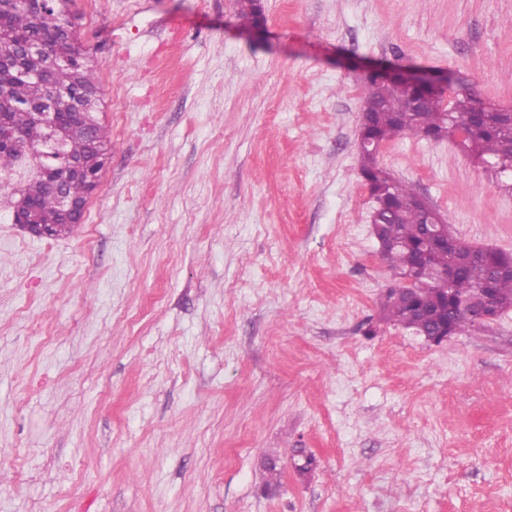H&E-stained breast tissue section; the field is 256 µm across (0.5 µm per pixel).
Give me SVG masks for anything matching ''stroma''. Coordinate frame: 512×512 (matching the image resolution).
I'll list each match as a JSON object with an SVG mask.
<instances>
[{
	"instance_id": "35a3bbf8",
	"label": "stroma",
	"mask_w": 512,
	"mask_h": 512,
	"mask_svg": "<svg viewBox=\"0 0 512 512\" xmlns=\"http://www.w3.org/2000/svg\"><path fill=\"white\" fill-rule=\"evenodd\" d=\"M75 3L109 154L70 236L0 208V512H512V310L440 345L381 321L358 148L365 65L512 107V0ZM379 161L512 253L456 143Z\"/></svg>"
}]
</instances>
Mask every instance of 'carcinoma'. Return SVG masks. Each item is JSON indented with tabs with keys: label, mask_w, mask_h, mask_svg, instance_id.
Instances as JSON below:
<instances>
[{
	"label": "carcinoma",
	"mask_w": 512,
	"mask_h": 512,
	"mask_svg": "<svg viewBox=\"0 0 512 512\" xmlns=\"http://www.w3.org/2000/svg\"><path fill=\"white\" fill-rule=\"evenodd\" d=\"M71 16V5H62L60 0H22L19 5L0 2V57L14 46L33 42L56 45L61 55L58 62L36 76L0 80V113H7L13 131L12 136L0 140V181L11 177L22 159L29 160L33 170L31 178L11 194L0 196V206L6 205L26 218L34 213L43 223L55 225V238L73 233L75 225L61 222L58 196L51 188L61 160L48 156V130L35 112L51 87L71 98L83 95L87 88L99 89ZM65 25L70 27L71 37L63 39L61 29ZM412 95L413 89L400 80H367L364 98L376 103L379 111L372 113L371 127L360 131V139H375L381 145L412 132L426 138L436 133L443 140L450 138L444 130L452 122L468 131L460 145L479 163L512 166V134L504 131L508 115L495 112L486 123L478 125L473 120L471 92H455L448 97L432 92L417 106L409 103ZM100 105L97 95L81 108L56 109L57 127L65 133L62 153L86 157L95 147L102 151L108 148L110 139L96 118ZM360 152L363 181L371 197L383 203L379 213L381 232L387 241L383 258L394 273H410L418 261V247L424 244L428 245L431 265L441 270L450 264L457 268L452 279L426 288L393 287L381 303V320L407 328L419 319L426 333L446 324L453 334L461 335L484 323L474 313L468 315L453 308L448 295L479 296L486 288L494 289L502 309H512V270L495 264L476 246L451 233L449 246L432 238L418 206L415 186L396 180L380 167L376 151L362 146Z\"/></svg>",
	"instance_id": "carcinoma-1"
}]
</instances>
